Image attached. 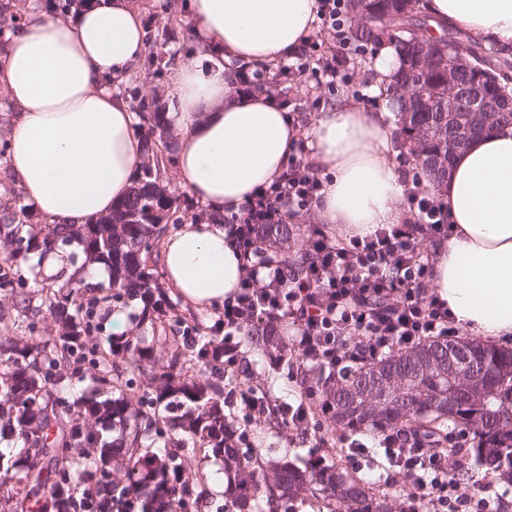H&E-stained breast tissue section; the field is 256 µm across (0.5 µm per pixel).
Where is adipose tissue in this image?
<instances>
[{
	"instance_id": "ef3b65f1",
	"label": "adipose tissue",
	"mask_w": 512,
	"mask_h": 512,
	"mask_svg": "<svg viewBox=\"0 0 512 512\" xmlns=\"http://www.w3.org/2000/svg\"><path fill=\"white\" fill-rule=\"evenodd\" d=\"M196 47L177 68L167 117L176 182L205 204L161 238L166 284L198 311L222 308L245 260L222 219L283 179L301 133L272 92L237 90L227 61L267 68L294 55L317 22L316 0H187ZM435 33L452 25L512 53V0H426ZM0 92L14 108L7 160L25 199L52 225L109 215L144 160L142 133L116 82L140 66L145 31L132 0H90L75 17L41 9L6 33ZM390 111L339 103L307 143L323 178L321 223L360 236L404 218L406 184ZM434 193L451 233L433 249L431 288L463 331L512 340V126L459 152Z\"/></svg>"
}]
</instances>
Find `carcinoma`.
<instances>
[{
    "mask_svg": "<svg viewBox=\"0 0 512 512\" xmlns=\"http://www.w3.org/2000/svg\"><path fill=\"white\" fill-rule=\"evenodd\" d=\"M418 0H358L363 41L402 32L411 24L422 29L419 43L448 46L459 43L446 31L436 38L416 19ZM9 15L3 26L23 20L27 0L0 5ZM412 35L397 39L402 57L398 78L386 90L396 105L395 114L405 143L430 185L444 180L458 149L448 91V72L432 63L421 64ZM480 66L498 73L512 63L494 48L480 42L468 44ZM476 88L496 98L502 88L487 86L472 73L462 78L460 89ZM134 111L148 124L143 137L147 161L128 197L112 213L91 224L50 228L42 235L26 223L25 207L0 205V236L9 251L0 259V299H8L18 316L0 313V486L18 496L17 512H36L41 498L54 501L52 512H178L187 501L191 512H296L297 504L311 498L318 512H388L390 492L356 478L336 462V455L312 451L299 467L273 464L272 449L259 448L244 430L233 427L225 413L228 397L242 388L255 396L248 412L264 433L288 429L282 400L274 393L280 373L294 370L300 361L288 352V341L278 334L276 322L263 321L245 329L247 346L269 359V367L254 372L246 351L237 349L233 365L224 367V354L215 349L224 337L207 336L200 323L175 319L169 324L166 364L157 372L158 358L125 333L107 337L108 349L97 347L94 333L100 326L90 319L82 302L83 283L68 279L58 283L36 267L23 273L21 261L39 252L49 253L77 239L86 255L104 264L112 275V298H139L142 320L157 313L166 316L165 302L155 294L149 260L168 225L157 224L156 213L167 214L174 224L182 195L161 185L164 172L154 127L158 113L147 115L148 90L126 87ZM295 232L292 224H263L259 244L266 256L286 276L304 274V256H291L285 246ZM42 286V305L59 324L51 337L38 331L27 313L32 297L28 281ZM468 355L469 374L448 377L439 364L448 353ZM91 372V395L71 401L57 388L71 384L77 375ZM302 381L316 388L305 409L343 429L374 436L393 431L417 439L448 456L457 455L453 436L470 430L475 442L469 464L499 476H512V349L476 340L448 343L425 341L382 359L353 366L340 373L321 367L300 366ZM43 445L92 448V453L49 460L34 474L26 471L28 449ZM209 450L224 462L230 501L208 499L188 464L189 454ZM112 468L115 477H97L99 466Z\"/></svg>",
    "mask_w": 512,
    "mask_h": 512,
    "instance_id": "carcinoma-1",
    "label": "carcinoma"
}]
</instances>
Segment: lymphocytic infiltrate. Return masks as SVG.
I'll use <instances>...</instances> for the list:
<instances>
[{"label": "lymphocytic infiltrate", "mask_w": 512, "mask_h": 512, "mask_svg": "<svg viewBox=\"0 0 512 512\" xmlns=\"http://www.w3.org/2000/svg\"><path fill=\"white\" fill-rule=\"evenodd\" d=\"M321 179L301 161L263 196L245 204L227 224L248 264L224 300V351L232 353L245 325L269 313H284L297 327L292 345L306 360L344 370L346 365L410 348L422 340H456L448 307L430 292L432 266L419 234L447 237L448 214L435 195L413 182L407 190L412 223L384 224L374 233L337 242L314 226L305 275L285 279L265 261L257 244L261 224H281L310 211L321 198ZM380 445L409 482L412 500L431 512H484V501L462 490L448 470V457L418 443L385 435Z\"/></svg>", "instance_id": "f902f5d3"}]
</instances>
